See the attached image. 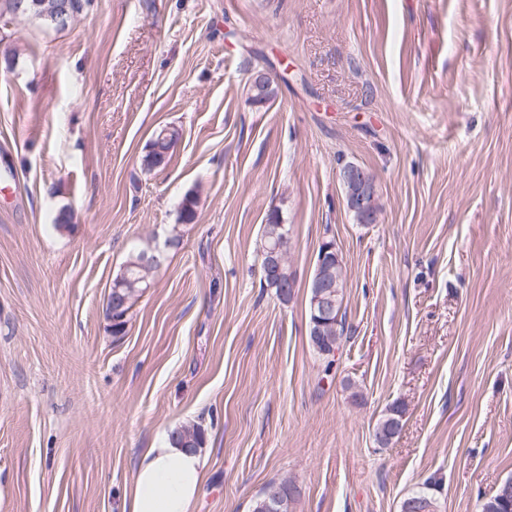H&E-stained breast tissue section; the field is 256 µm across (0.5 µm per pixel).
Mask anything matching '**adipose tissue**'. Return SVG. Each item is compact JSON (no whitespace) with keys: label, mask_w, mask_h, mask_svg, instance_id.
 I'll return each instance as SVG.
<instances>
[{"label":"adipose tissue","mask_w":512,"mask_h":512,"mask_svg":"<svg viewBox=\"0 0 512 512\" xmlns=\"http://www.w3.org/2000/svg\"><path fill=\"white\" fill-rule=\"evenodd\" d=\"M204 477L201 449L181 447L163 435L157 446L143 449L123 512H194Z\"/></svg>","instance_id":"adipose-tissue-1"}]
</instances>
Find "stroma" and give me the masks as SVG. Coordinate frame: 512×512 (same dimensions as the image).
<instances>
[{"mask_svg": "<svg viewBox=\"0 0 512 512\" xmlns=\"http://www.w3.org/2000/svg\"><path fill=\"white\" fill-rule=\"evenodd\" d=\"M10 51L0 512H123L141 451L187 423L206 433L196 512H251L282 479L293 512H400L432 476L438 512H479L512 478V0H93L63 30L0 16ZM164 125L170 160L145 169ZM348 162L377 223L344 206ZM273 209L286 303L259 273ZM327 238L348 328L329 373L308 343ZM137 252L158 266L116 336L107 300ZM395 402L403 429L377 447ZM341 180L354 184L356 191L348 198L346 207L357 211L365 224H374L378 220V211H371L377 194V187L372 175L359 166L348 167L341 172Z\"/></svg>", "mask_w": 512, "mask_h": 512, "instance_id": "obj_1", "label": "stroma"}]
</instances>
